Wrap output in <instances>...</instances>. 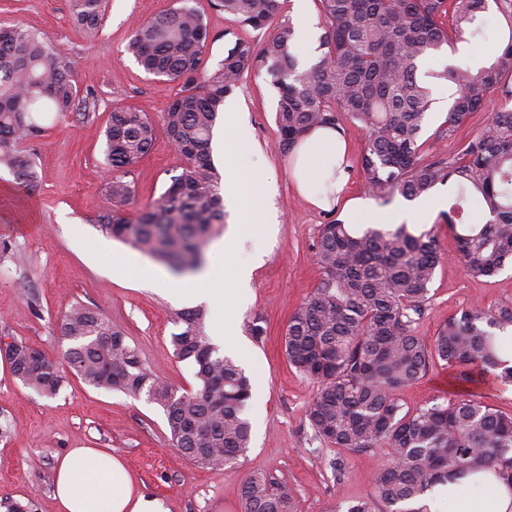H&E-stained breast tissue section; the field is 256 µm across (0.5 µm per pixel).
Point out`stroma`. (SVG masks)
Segmentation results:
<instances>
[{
    "instance_id": "obj_1",
    "label": "stroma",
    "mask_w": 512,
    "mask_h": 512,
    "mask_svg": "<svg viewBox=\"0 0 512 512\" xmlns=\"http://www.w3.org/2000/svg\"><path fill=\"white\" fill-rule=\"evenodd\" d=\"M174 0H108L100 28L93 33L73 21L70 0H0V24H24L50 38L78 62L79 89L93 88L96 108L89 119L45 115L40 137L28 142L36 155L38 186L16 187L0 168V336L25 341L48 358L62 361L65 344L58 324L73 305L82 304L124 330L147 368L160 380L185 391L196 386L190 362L176 357L171 314L179 305L162 286L146 285L115 271L114 252L131 265L146 264L168 273L164 263L100 232L95 216L111 208L105 190L104 131L113 107L129 106L159 119L178 91L176 83L146 74L128 50L130 35L147 19L168 10ZM210 37L202 70L223 58L237 36L258 41L262 32L238 27L210 0H193ZM507 38L497 7L486 15L483 35L464 37L455 48L429 60L426 70L450 63L479 68L488 64ZM244 112L257 146L252 163L277 189V223L250 225L237 245L235 262L256 261L251 286L236 305L240 334L229 352L257 390L248 404L251 443L231 467L209 468L182 459L170 440L161 407L142 398L95 389L68 376L52 399L38 395L0 366V512L13 501L32 500L36 512H57L53 498L56 465L69 449L99 448L120 459L140 490L161 512H240L245 478L263 473L288 487L296 512H345L353 499L371 495L375 454L336 453L315 438L306 410L315 383L288 364L282 341L288 320L321 276L315 245L322 224L344 216V200L364 196L358 156L365 143L359 124L343 120L349 179L342 201L329 210L313 207L294 190L292 156L276 145L278 91L267 72L244 76L232 94ZM183 157L158 136L150 153L132 168L135 205L144 207L179 174ZM435 230L443 259L431 287L417 335L432 339L448 317L480 306L512 305V267L492 278L467 274L455 240L440 217L426 220ZM262 317L266 336L249 331ZM453 379L435 362L420 380L401 391L407 408L454 394ZM342 458L341 471L332 462Z\"/></svg>"
}]
</instances>
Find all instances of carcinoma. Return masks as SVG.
Returning <instances> with one entry per match:
<instances>
[{"instance_id": "cac0c4a2", "label": "carcinoma", "mask_w": 512, "mask_h": 512, "mask_svg": "<svg viewBox=\"0 0 512 512\" xmlns=\"http://www.w3.org/2000/svg\"><path fill=\"white\" fill-rule=\"evenodd\" d=\"M502 3L512 31V0H316L323 19L318 57L300 68L295 27L279 20L284 0H212L241 27L265 31L263 41L238 37L209 71L200 55L209 39L190 0L148 19L128 49L145 73L180 84L161 116L168 142L186 159L158 199L129 216L135 201L126 180L152 149L156 125L118 106L105 129L107 191L113 208L97 228L192 273L204 264L215 228L224 223L221 175L210 142L224 98L249 72L267 67L279 93L275 115L279 148L292 152L315 128L339 129L341 117L366 132L359 163L369 197L398 194L408 201L450 186L443 219L452 230L466 272L491 277L512 261V35L494 61L472 70L448 65L435 74L450 103L436 137L454 136L474 112H490L480 129L445 161L426 160L423 140L433 90L418 74L427 59L465 33L482 34L489 2ZM74 22L93 31L106 0H70ZM76 60L22 24L0 26V167L25 191L34 189V153L23 144L39 136L43 115L87 119L96 100L80 96ZM477 202L484 221L470 219ZM315 257L321 277L289 319L288 364L318 384L306 410L317 439L338 451H381L374 493L346 512H430L423 496L436 482L494 469L512 484V414L470 392L412 410L399 392L426 375L434 359L472 390L494 377L512 381L497 337L512 329V306L473 307L445 321L432 341L416 334L442 256L434 229L421 224L321 225ZM204 311L171 313L175 355L194 367L191 393L159 381L125 334L98 311L78 304L59 324L68 342L63 358L88 385L139 396L161 407L170 439L183 459L206 467L234 465L249 448L246 417L251 380L203 333ZM13 376L46 398L65 377L56 362L13 340ZM198 448L209 453L200 455ZM241 512H295L288 489L252 475L241 489Z\"/></svg>"}]
</instances>
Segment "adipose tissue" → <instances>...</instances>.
Instances as JSON below:
<instances>
[{
    "mask_svg": "<svg viewBox=\"0 0 512 512\" xmlns=\"http://www.w3.org/2000/svg\"><path fill=\"white\" fill-rule=\"evenodd\" d=\"M216 145L224 160V203L235 219L255 214L261 223H275L276 192L263 173L248 164L254 143L237 104H225L224 131ZM344 164L345 143L340 133L327 128L311 131L295 153L292 179L298 194L315 208L330 209L348 180ZM253 270V264L238 265L228 287L216 270H204L198 276L199 288L191 291L178 282L164 281L153 268L140 266L135 273L141 281L162 282L171 293L217 306L248 288ZM476 485L488 488L490 494L474 503L464 492ZM54 499L58 512H157L158 508L155 500L138 490L120 460L93 448H75L60 459ZM442 500L448 512H512V486L495 471H477L458 481L436 484L427 494L429 507Z\"/></svg>",
    "mask_w": 512,
    "mask_h": 512,
    "instance_id": "ef3b65f1",
    "label": "adipose tissue"
}]
</instances>
